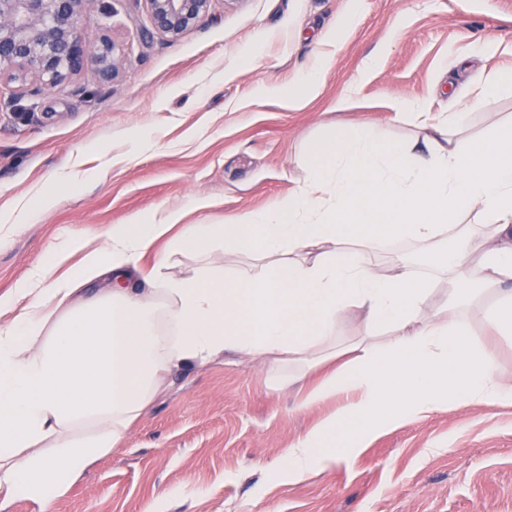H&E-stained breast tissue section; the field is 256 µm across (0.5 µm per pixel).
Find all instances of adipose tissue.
Listing matches in <instances>:
<instances>
[{
    "label": "adipose tissue",
    "instance_id": "adipose-tissue-1",
    "mask_svg": "<svg viewBox=\"0 0 512 512\" xmlns=\"http://www.w3.org/2000/svg\"><path fill=\"white\" fill-rule=\"evenodd\" d=\"M489 74L471 102L432 120L422 104L396 100L421 138L387 141L354 125L311 147L309 178L274 209L237 224H188L180 210L116 224L99 244L79 239L51 252L0 310V489L54 512L58 495L117 447L174 370L227 355L268 372L309 374L299 406L335 401L276 468L291 480L360 453L378 434L449 407L511 404L512 383L493 353L470 336L456 302L492 294L489 327L512 334V117L487 136L459 141L472 104L503 85ZM477 223H468L469 215ZM167 238L169 255L221 249L259 263L233 278L205 264L192 276L152 271V298L131 288L128 268ZM405 240L444 266L448 305H430L432 281L400 262L370 261ZM81 253L69 272L57 268ZM111 274L106 292L85 286ZM28 298L18 307V298ZM360 318L350 357L336 369V326Z\"/></svg>",
    "mask_w": 512,
    "mask_h": 512
}]
</instances>
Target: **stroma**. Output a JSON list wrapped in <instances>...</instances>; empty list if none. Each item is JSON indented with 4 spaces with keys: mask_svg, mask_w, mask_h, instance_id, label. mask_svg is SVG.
<instances>
[{
    "mask_svg": "<svg viewBox=\"0 0 512 512\" xmlns=\"http://www.w3.org/2000/svg\"><path fill=\"white\" fill-rule=\"evenodd\" d=\"M114 7L117 78L91 62L0 103L1 295L64 240L97 243L135 215L232 224L273 207L303 186L316 139L365 122L408 140L420 129L392 100L435 116L481 76L512 75V0H214L175 42L142 40L145 0ZM311 67L323 70L314 93L300 80ZM341 95L355 107L336 111ZM510 115L505 86L466 134ZM298 402L287 375L232 355L176 371L55 512H512V406L448 408L288 482L273 478L277 460L335 407Z\"/></svg>",
    "mask_w": 512,
    "mask_h": 512,
    "instance_id": "stroma-1",
    "label": "stroma"
}]
</instances>
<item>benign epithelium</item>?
I'll return each mask as SVG.
<instances>
[{"mask_svg":"<svg viewBox=\"0 0 512 512\" xmlns=\"http://www.w3.org/2000/svg\"><path fill=\"white\" fill-rule=\"evenodd\" d=\"M96 0H0V96L10 84L30 82L29 92L57 87L79 74L87 61L99 77L113 80L121 56L112 38L102 33L87 42L77 24L89 19ZM155 30L179 39L210 13L214 0H145ZM98 3V2H96ZM99 13L112 17L113 5L98 3Z\"/></svg>","mask_w":512,"mask_h":512,"instance_id":"1","label":"benign epithelium"}]
</instances>
